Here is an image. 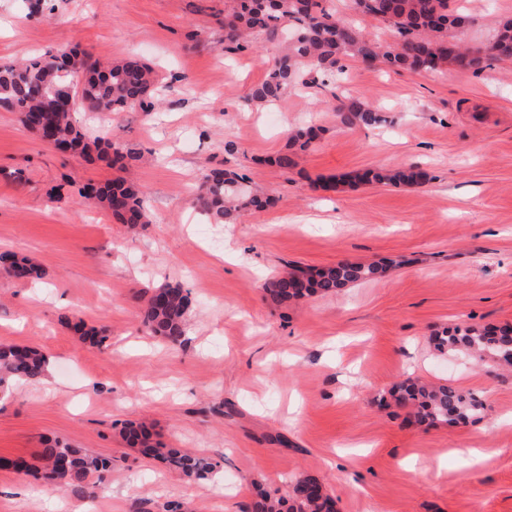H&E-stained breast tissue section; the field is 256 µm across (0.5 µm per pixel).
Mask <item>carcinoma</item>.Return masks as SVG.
Segmentation results:
<instances>
[{"label":"carcinoma","instance_id":"1","mask_svg":"<svg viewBox=\"0 0 512 512\" xmlns=\"http://www.w3.org/2000/svg\"><path fill=\"white\" fill-rule=\"evenodd\" d=\"M329 0H227L224 15V50L235 52L260 38L277 42L281 50L273 59L265 79L253 88L251 98L258 104L272 103L290 87L298 85L302 72L309 68L329 77L345 56L367 64L380 59L394 70L433 73L449 65L480 75L493 62L512 59V18L497 22L493 38L484 46L460 44L458 33L470 18L448 10V0H349V10L381 21L395 31L399 40L387 48L369 39L344 14L328 5ZM78 57L75 51H58L22 63L0 64V108L16 112L26 129L34 121L48 128L56 142L82 156L97 151L110 158L112 166L123 169L142 159L130 144L107 137L89 140L73 118V112L51 107L55 91L74 82L82 84L83 103L90 112H122L144 106L158 83L154 69L137 56L110 65L83 60L82 73L64 65ZM337 117L346 127H376L385 122L381 112L360 99H349L337 108ZM317 138L312 127L291 131L288 152L271 163L288 170L295 156L309 149ZM361 180L392 184L420 185L427 174L416 166L368 170ZM84 197L96 200L121 224L131 227L150 223L142 204L141 190L117 178L85 188ZM193 204L216 224H238L249 214L266 210L273 199L249 184L231 169L207 170L193 198ZM9 264L4 272L17 280L40 276L31 261L5 255ZM383 265H364L339 261L323 269L295 267L268 278L263 291L276 304L298 301L316 293H334L349 285L374 280L386 273ZM141 324L150 336L180 344L187 334L190 292L181 285L166 284L143 291ZM80 339L108 349L107 337L99 336L81 322L73 324ZM441 355H470L490 359L504 369H512V325L493 329L468 323L456 324L433 337ZM49 357L37 347L0 342V397H9L16 380L35 382L46 373ZM395 405L412 408L419 426L452 425L470 419L482 404L449 385H428L408 380L391 392ZM126 441L141 448L143 454L160 459L170 469L189 480L205 479L216 464L181 448L152 444L141 425L125 427ZM43 477L70 489L77 495H95L105 488L112 471V460L74 448L58 440L49 441L40 454ZM336 498L326 493L320 480L302 473L289 493L279 496L261 487L242 512H335Z\"/></svg>","mask_w":512,"mask_h":512}]
</instances>
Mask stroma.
<instances>
[{"label": "stroma", "mask_w": 512, "mask_h": 512, "mask_svg": "<svg viewBox=\"0 0 512 512\" xmlns=\"http://www.w3.org/2000/svg\"><path fill=\"white\" fill-rule=\"evenodd\" d=\"M486 43L512 0H448ZM224 0H0V62L71 47L99 59L136 55L161 77L149 106L116 112L90 133L136 146L119 171L57 152L0 110V253L41 279L0 272V341L37 346L48 382L0 403V458L39 462L56 438L112 460L94 498L35 486L0 469V512H238L255 486L286 494L318 477L337 512H512V374L439 355L435 333L466 322L512 325V60L474 76L456 67L396 72L346 57L341 81L290 89L261 106L250 93L276 53L262 43L226 56ZM368 100L378 127H343L339 97ZM317 128L283 170L288 131ZM414 165L419 186L342 183L369 169ZM230 168L267 188L274 207L212 224L191 205L202 173ZM123 177L150 224L130 228L80 192ZM339 178L336 189L316 180ZM391 261L386 277L276 305L262 284L286 264ZM191 291L184 344L148 336L145 286ZM102 329V351L70 321ZM449 384L484 411L454 426L410 425L386 404L406 378ZM154 441L217 461V479L188 480L129 447L126 423ZM2 257L9 260V264L4 266V272L14 279L33 280L41 276L39 268L27 259L18 258L14 254H5Z\"/></svg>", "instance_id": "35a3bbf8"}]
</instances>
